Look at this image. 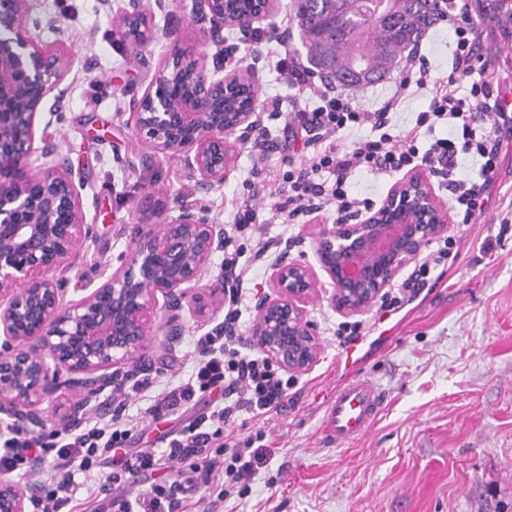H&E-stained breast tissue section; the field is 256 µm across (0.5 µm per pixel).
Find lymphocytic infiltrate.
<instances>
[{
	"label": "lymphocytic infiltrate",
	"mask_w": 512,
	"mask_h": 512,
	"mask_svg": "<svg viewBox=\"0 0 512 512\" xmlns=\"http://www.w3.org/2000/svg\"><path fill=\"white\" fill-rule=\"evenodd\" d=\"M473 11V0H446L442 20L452 35L447 76H435L423 58L410 59L394 82L392 96L373 110L356 104L349 94L310 83L306 67L297 61L279 59L280 70L319 101L313 111L302 109L293 116L312 153L289 170L272 194L280 223L292 224L330 207L337 221H344L349 213L373 204L372 198L350 193L356 174L390 177L416 167L428 169L448 191L452 223H478L500 170L502 140L512 137V114L504 110L506 88L489 72L485 34ZM422 89L431 95L428 109L417 113L412 124H396L398 107ZM366 125L372 136L356 137V130ZM439 125L447 127V137L419 149L422 135ZM463 156L478 161L477 174L463 170ZM272 245L257 210L242 204L233 223L224 227V331L195 338L188 375L163 379L147 373L132 385L117 384L112 390L116 410L107 420L94 417L81 427L45 436L6 433L0 441L1 471L25 476L34 473L36 461L51 462L49 481L30 498L32 512H61L81 488L88 502L83 512H93L91 504L106 484L112 487V512H195L199 492L215 486L223 500L254 475L264 458L263 426L287 408L288 392L296 383L268 357L250 353L241 330L250 303L243 284L251 277V261ZM455 246L452 238L438 240L397 290L383 296L382 309L398 311L418 298L433 273L456 260ZM203 398L210 401V413L166 433L164 447L125 452L111 472H103L113 450L124 449L144 419L157 422L183 414ZM242 411L260 427L238 442L234 436ZM163 467L168 475L162 482L144 491L135 488L134 477Z\"/></svg>",
	"instance_id": "lymphocytic-infiltrate-1"
}]
</instances>
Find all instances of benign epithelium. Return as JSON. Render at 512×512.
Wrapping results in <instances>:
<instances>
[{"label": "benign epithelium", "instance_id": "7a95c632", "mask_svg": "<svg viewBox=\"0 0 512 512\" xmlns=\"http://www.w3.org/2000/svg\"><path fill=\"white\" fill-rule=\"evenodd\" d=\"M256 0L243 15L225 13L224 0H192L191 20L203 42L189 43L151 24L164 0H133L114 34L146 48L167 41L163 59L134 99V130L161 154H177L206 187L224 183L237 146L261 127V79L248 56L224 53V29L248 35L275 8ZM30 0H0V434L72 427L94 410L119 380L148 369L151 335L173 344L181 313L224 329V275L205 279L214 253L224 250V227L183 201L174 214L138 224L120 264L99 285L65 300L58 273L78 267L91 225L82 203L84 178L52 162L56 145L36 135L38 115L50 127L62 112L65 78L75 54L43 42ZM215 47L214 53L207 48ZM248 90L246 107L224 111V99ZM433 175L414 168L380 204L343 224H315L285 245L271 263L270 292L255 299L251 344L288 372L317 360L318 342L307 306L322 297L339 313L367 312L424 248L448 233V205ZM310 241L314 262L291 256ZM73 394L63 417L52 413L64 392ZM27 491L0 477V512H26Z\"/></svg>", "mask_w": 512, "mask_h": 512}]
</instances>
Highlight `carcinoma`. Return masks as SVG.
<instances>
[{"label": "carcinoma", "instance_id": "carcinoma-1", "mask_svg": "<svg viewBox=\"0 0 512 512\" xmlns=\"http://www.w3.org/2000/svg\"><path fill=\"white\" fill-rule=\"evenodd\" d=\"M441 0H352L345 12L336 0H291L307 60L340 87L380 80L395 69L402 54L415 45L439 15ZM366 63L356 78L353 64Z\"/></svg>", "mask_w": 512, "mask_h": 512}]
</instances>
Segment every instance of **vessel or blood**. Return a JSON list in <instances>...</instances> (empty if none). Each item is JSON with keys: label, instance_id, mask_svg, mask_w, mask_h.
I'll use <instances>...</instances> for the list:
<instances>
[{"label": "vessel or blood", "instance_id": "obj_1", "mask_svg": "<svg viewBox=\"0 0 512 512\" xmlns=\"http://www.w3.org/2000/svg\"><path fill=\"white\" fill-rule=\"evenodd\" d=\"M384 396L373 382L354 375L339 384L323 416V431L337 446L365 436L377 419Z\"/></svg>", "mask_w": 512, "mask_h": 512}]
</instances>
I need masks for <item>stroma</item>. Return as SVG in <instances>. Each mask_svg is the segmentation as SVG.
<instances>
[{
    "label": "stroma",
    "mask_w": 512,
    "mask_h": 512,
    "mask_svg": "<svg viewBox=\"0 0 512 512\" xmlns=\"http://www.w3.org/2000/svg\"><path fill=\"white\" fill-rule=\"evenodd\" d=\"M289 3L279 0L256 24V38L224 31L225 46L250 54L260 70L264 106L279 104L281 115L263 118L259 135L271 143L265 160L240 145L231 175L203 191L180 157L155 153L133 129V97L145 90L166 45L142 51L113 36L112 19L129 0H31L41 39L64 42L77 55L61 119L48 129L59 145L55 163L84 177L83 209L94 227L79 267L62 274L67 298L118 266L135 225L159 222L139 210L144 196L168 205L182 199L225 225L251 199L250 183L276 189L289 161L302 160L303 143L288 125L297 105L312 109L318 101L289 85L271 58L281 46L306 58ZM478 22L494 71L511 83L512 0H481ZM501 157L479 223L450 227L457 261L401 312L364 314L371 328L353 356L331 332L340 314L322 299L309 304L318 359L296 373L287 409L266 425V460L247 492L225 500L220 512H512V224L501 223L512 203L511 139ZM254 202L269 213L270 197ZM202 333L189 316L177 344L152 342V370L187 373L185 353ZM352 371L372 379L386 401L368 434L339 449L321 424L336 385Z\"/></svg>",
    "instance_id": "1"
}]
</instances>
